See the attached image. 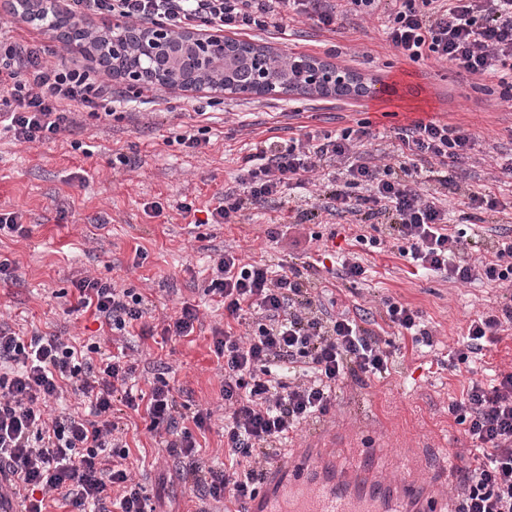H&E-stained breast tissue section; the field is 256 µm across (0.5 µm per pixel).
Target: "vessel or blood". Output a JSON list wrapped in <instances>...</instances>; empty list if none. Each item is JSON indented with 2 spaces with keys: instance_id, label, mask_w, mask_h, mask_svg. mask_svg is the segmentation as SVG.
Masks as SVG:
<instances>
[{
  "instance_id": "obj_1",
  "label": "vessel or blood",
  "mask_w": 512,
  "mask_h": 512,
  "mask_svg": "<svg viewBox=\"0 0 512 512\" xmlns=\"http://www.w3.org/2000/svg\"><path fill=\"white\" fill-rule=\"evenodd\" d=\"M443 499L411 478H387L377 457L310 448L275 465L239 512H442Z\"/></svg>"
}]
</instances>
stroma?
<instances>
[{"mask_svg": "<svg viewBox=\"0 0 512 512\" xmlns=\"http://www.w3.org/2000/svg\"><path fill=\"white\" fill-rule=\"evenodd\" d=\"M283 24L280 31L231 30L227 36L349 68L376 82L378 93L365 98L217 96L200 116L194 111L197 95L161 89L152 102L131 104L120 121H96L75 103V124L56 139L21 144L0 138V210L21 213L29 230L25 237H0V260L17 266L16 281L0 283V324L23 336L57 333L79 345L96 341L103 352L115 353L109 328L89 315L65 313L75 300L71 280L83 271L141 293L158 317L184 302L197 305L202 324L188 337L163 344L131 337L136 384L149 390L162 364L170 369L167 379L180 401L194 410H214L222 403V372L213 330L223 327L224 312L205 304L200 291L211 256L232 244L248 259L299 264L307 249L302 231L319 233L328 249L356 252L369 269L367 278L357 282L325 269L319 270V279L333 282L339 306L370 311L381 337L392 341L397 353L386 375L345 388L330 411L298 431L282 454L290 456L315 436L332 434L340 448L382 449L393 461L388 475L396 479L409 474L405 451L415 448L419 475L435 481L439 497H449V486L437 478L449 456L467 451L471 442L448 407L462 399L470 381L486 382L494 372L512 369V334L489 344L476 363L465 357L463 334L476 314L500 311L512 299V285H459L438 273L417 272L400 256V243L380 214L370 217L362 231L355 217L327 214L305 230L292 228L293 206L303 200L322 204L299 189L289 190V206L246 211L238 224L198 226L183 219L178 207L184 202L201 210L216 207L255 143H287L303 125L333 132L367 121L378 134L372 145L381 149L397 127L441 121L464 126L478 138L456 171L460 189L448 194L446 205L451 221H458L467 210L466 189L490 186L497 209L475 226L487 244L499 234H512V180H497L494 167L495 159L512 155V100H501L496 82L482 87L450 66L396 54L386 41L381 15L349 16L335 33L304 19L287 18ZM0 31L44 44L66 62L89 63L68 53L46 29L12 16L0 14ZM202 126L210 140L204 153L176 145V137ZM121 154L135 159V167L118 164ZM155 201L164 213L154 218L144 206ZM274 223L287 231L271 242L263 232ZM360 231L379 238V245L357 244ZM387 298L420 311L433 346L414 347L410 337L387 327L382 305ZM114 419L124 430L132 474L143 485L148 506L154 512H201L202 502L177 480L166 448L143 417L124 408L115 411Z\"/></svg>", "mask_w": 512, "mask_h": 512, "instance_id": "stroma-1", "label": "stroma"}]
</instances>
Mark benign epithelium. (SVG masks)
<instances>
[{"instance_id": "benign-epithelium-1", "label": "benign epithelium", "mask_w": 512, "mask_h": 512, "mask_svg": "<svg viewBox=\"0 0 512 512\" xmlns=\"http://www.w3.org/2000/svg\"><path fill=\"white\" fill-rule=\"evenodd\" d=\"M64 15L67 10L61 0H0V13L19 17L26 22L36 21L42 13ZM228 39L207 31L173 32L169 29L125 26L119 35L108 26L85 28L84 38L73 42L69 50H76L94 60L103 71L136 86H155L167 90L210 92L231 96H274L279 94L274 75L282 70L292 74L294 83L303 95L332 94L344 87L350 96H367L374 88L364 83L352 71L328 64L312 57H284L278 50L262 45L253 59L250 83L227 88L224 80L211 77L189 82L178 70L156 73L160 60L179 46L188 51L191 63L203 72L223 68L224 49Z\"/></svg>"}]
</instances>
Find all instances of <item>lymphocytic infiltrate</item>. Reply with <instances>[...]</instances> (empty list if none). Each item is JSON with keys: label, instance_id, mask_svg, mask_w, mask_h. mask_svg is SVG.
Wrapping results in <instances>:
<instances>
[{"label": "lymphocytic infiltrate", "instance_id": "obj_1", "mask_svg": "<svg viewBox=\"0 0 512 512\" xmlns=\"http://www.w3.org/2000/svg\"><path fill=\"white\" fill-rule=\"evenodd\" d=\"M354 14L372 15L383 0H347ZM337 31L344 17L329 0H70L72 15L118 17L125 23L161 24L172 30L217 28L265 30L280 25L281 8ZM386 10V9H383ZM386 35L400 56L430 58L477 80H496L512 99V0H394ZM46 48L0 40V135L20 143L43 142L74 125L69 107L80 104L94 119H119L123 100L84 67L47 63ZM369 125L336 133L304 131L283 146L261 142L243 157L236 185L214 207L215 224L240 223L245 211L268 202L286 205V188L314 183L336 216L388 214L402 255L449 282L512 283V235L474 260L462 255L477 242L466 229L449 230L448 210L422 183L440 188L476 145L468 129L417 121L399 127L385 164L365 158ZM341 175L319 178L328 167ZM366 194H358L357 186ZM313 263L248 262L234 248L214 257L202 284L204 296L222 306L225 326L213 331L224 379V464L203 455L194 430L209 429L213 410L178 403L164 377L148 392H135V367L117 354L93 361L98 344L81 350L57 335L23 337L0 327V477L19 493L22 512H47L46 497L58 495L68 512H147L129 467V447L112 419L114 402L143 411L148 429L166 436L176 476L202 500L240 504L254 498L265 468L291 433L325 414L337 389L363 376L385 374L393 356L383 339L365 328L363 315L328 312L327 287L311 277ZM72 284L69 314H92L113 342L131 328L152 336L148 305L128 288L88 275ZM389 327L432 346L419 311L386 301ZM512 330V305L500 314L476 315L465 337L470 353ZM86 399L94 415L84 420L53 415L46 408L65 387ZM449 411L464 425L475 453L457 469L454 512H512V371L492 386L474 381Z\"/></svg>", "mask_w": 512, "mask_h": 512}]
</instances>
